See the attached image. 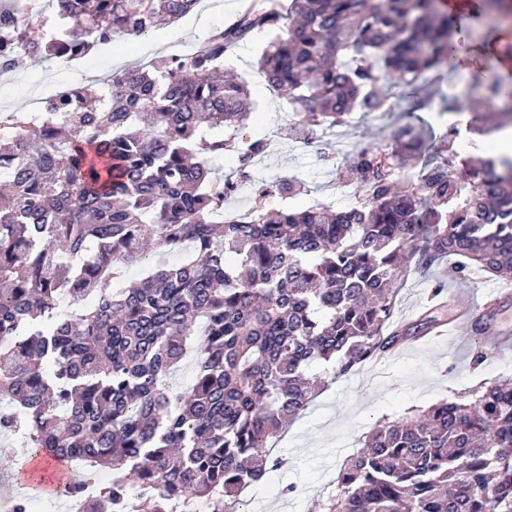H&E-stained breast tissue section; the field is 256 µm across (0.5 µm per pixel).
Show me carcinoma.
<instances>
[{
  "mask_svg": "<svg viewBox=\"0 0 512 512\" xmlns=\"http://www.w3.org/2000/svg\"><path fill=\"white\" fill-rule=\"evenodd\" d=\"M199 0H0V76L24 58L69 61L148 35ZM258 76L280 91L306 145L355 112L391 110L421 74L454 71L466 39L436 0H275L213 32L202 49L162 56L68 88L38 120L0 114V433L26 431L48 455L133 477L142 512L195 498L239 512L242 493L280 464L269 438L313 400L314 362L335 377L437 323L389 329L392 288L422 243L429 268L453 256L512 280V161L462 157L457 129L416 176L425 131L396 124L336 169L349 208L267 209L306 189L262 182L252 207L223 219L234 189L204 158L233 150L238 178L266 143L251 138L249 89L224 59L257 33ZM512 120V87L480 83ZM155 261L136 284L124 273ZM188 247L174 265L165 255ZM92 304L59 309L57 297ZM194 383L172 373L187 357ZM470 403L442 401L388 421L344 463L328 512H512V379ZM122 480L84 512H111Z\"/></svg>",
  "mask_w": 512,
  "mask_h": 512,
  "instance_id": "carcinoma-1",
  "label": "carcinoma"
}]
</instances>
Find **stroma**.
<instances>
[{
	"label": "stroma",
	"instance_id": "obj_1",
	"mask_svg": "<svg viewBox=\"0 0 512 512\" xmlns=\"http://www.w3.org/2000/svg\"><path fill=\"white\" fill-rule=\"evenodd\" d=\"M212 0H200L182 19L155 29L135 40L130 53L102 52L91 57L94 66L120 70L159 56L188 54L200 43L198 21L212 8ZM512 25V0H500L496 11L483 13L469 30L468 45L457 76L470 78L480 69L491 77L512 82V70L497 69L506 49L496 35L503 25ZM263 38L241 45L225 62L228 71L252 79L254 138L270 139L271 145L260 166L258 178L271 181L293 177L306 182V193L288 199L293 209L316 203H345L348 190L335 186L336 168L346 154L362 143L385 142L392 117L369 116L348 127L326 131L321 149L287 140L283 130L288 114L277 94L255 77ZM70 77L68 63L27 59L16 72L0 77V109L24 110L31 92L41 83ZM446 286L450 312L469 306L483 319L481 334L470 323L459 322L443 334L427 332L410 339L382 363L367 362L348 375L328 381L314 401L275 439L268 443L271 456L282 459L280 469L269 472L243 494L240 512H326L339 492L338 475L346 459L360 451L366 435L377 421H393L443 400L464 402L482 383L512 377V298L492 315L484 305L491 294L503 287L501 280L481 276L459 279L453 263L427 271L409 269L393 296V322L417 320L429 307L434 283ZM483 350L487 360L472 368L473 352Z\"/></svg>",
	"mask_w": 512,
	"mask_h": 512
}]
</instances>
